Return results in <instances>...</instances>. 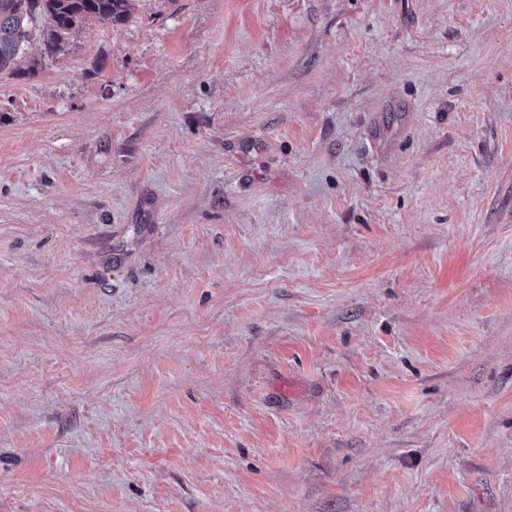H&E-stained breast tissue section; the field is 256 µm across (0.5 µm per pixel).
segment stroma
<instances>
[{"instance_id":"1","label":"stroma","mask_w":512,"mask_h":512,"mask_svg":"<svg viewBox=\"0 0 512 512\" xmlns=\"http://www.w3.org/2000/svg\"><path fill=\"white\" fill-rule=\"evenodd\" d=\"M0 512H512V0H133L0 74Z\"/></svg>"}]
</instances>
